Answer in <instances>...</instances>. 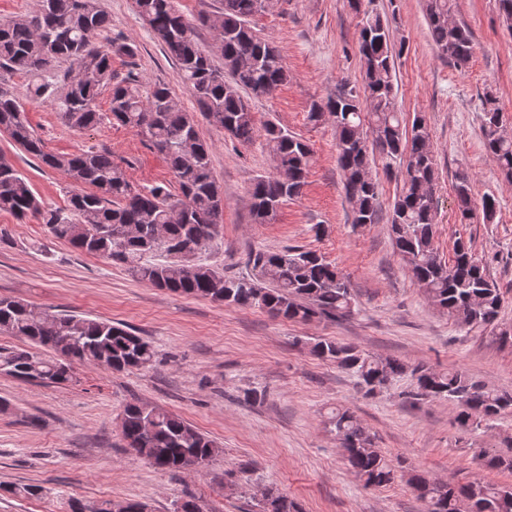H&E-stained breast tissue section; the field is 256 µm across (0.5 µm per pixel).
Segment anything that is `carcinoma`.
Wrapping results in <instances>:
<instances>
[{
  "label": "carcinoma",
  "instance_id": "carcinoma-1",
  "mask_svg": "<svg viewBox=\"0 0 512 512\" xmlns=\"http://www.w3.org/2000/svg\"><path fill=\"white\" fill-rule=\"evenodd\" d=\"M362 4L363 0H349L350 8L362 15L358 40L362 88H346L323 104L312 103L309 111L310 120L326 118L334 128L336 162L351 204L352 223L378 222L379 191L373 165L380 160L389 172L395 164H402L403 185L389 225L399 259L430 303L459 327L489 328L501 345L512 346V323L500 319V288L471 245L460 239L450 260L444 262L439 255L433 202L438 168L430 132L423 115L416 114L408 122L398 112L394 85L398 51L389 17L365 10ZM134 7L177 62L201 115L239 143L250 144L257 121L244 94L269 95L289 78L278 46L259 37L251 26L252 17L266 12L264 0H224L221 12L200 17L197 25L179 10L176 0H134ZM423 8L437 51L455 67H465L472 54V36L463 24L452 20L454 0H423ZM108 24L99 0H43L38 10L0 23V68L28 76V96L55 107L63 123L74 130L99 123L97 98L102 90H109L112 119L136 129L164 156L180 194H172L165 183L142 190L134 187L117 175L119 166L108 151H45L18 97L0 89V131L67 181L93 187L91 192L70 194L63 207H49L33 192L27 177L0 156V211L20 220L38 218L53 237L121 265L156 288L226 306L258 308L301 322L351 315L355 299L349 280L315 250H258L249 257L252 273L238 277H227L204 263L175 269L168 261L145 259L153 252L169 255L178 246L199 252L213 248L220 236L224 197L212 176L211 145L200 137L195 113L186 111L164 83H146L135 73L112 82V55L133 57L137 46L115 41L100 44L98 37ZM200 25L222 32L221 41L215 44L224 58L222 72L198 44ZM62 60L82 71L78 82H70L67 75L63 86H58L56 67ZM265 132L277 173L259 176L252 184V214L258 224L273 219L284 202L302 194L312 158L305 141L275 124H266ZM482 132L485 149L504 182L512 185V131L489 93L484 97ZM496 207V199L490 196L476 205L469 176L456 175L459 223H471L478 210L490 222ZM0 331L52 352L46 357L31 350L0 347V372L24 381L66 383L72 378L74 361L123 371L146 368L155 358L153 346L121 324L37 311L10 297H0ZM310 351L352 371L367 395L382 391L397 377H410L408 398L456 404L455 422L462 428H477L512 412L511 392L488 389L462 370L441 372L423 364L379 359L329 339L314 342ZM328 424L343 439L349 465L365 486L392 482V466L350 410L336 409ZM122 434L129 449H150L151 465L164 471H181L186 456L204 465L219 453L213 440L178 415L158 406L144 409L138 402L124 408ZM480 457L488 468L512 471L511 455L483 450ZM410 482L421 500L437 507L435 512H512V487L480 479L455 487L420 473L413 474ZM260 512L300 510L275 489L270 502H260Z\"/></svg>",
  "mask_w": 512,
  "mask_h": 512
}]
</instances>
